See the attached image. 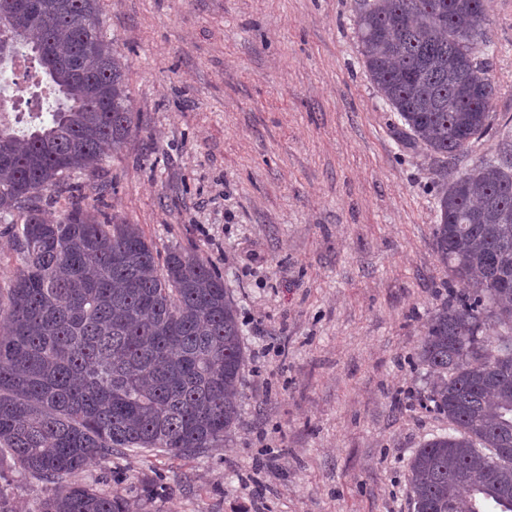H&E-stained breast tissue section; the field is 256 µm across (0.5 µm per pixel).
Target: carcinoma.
Here are the masks:
<instances>
[{"mask_svg": "<svg viewBox=\"0 0 512 512\" xmlns=\"http://www.w3.org/2000/svg\"><path fill=\"white\" fill-rule=\"evenodd\" d=\"M0 41L37 63L54 98L28 126L0 124V220L18 213V267L0 286V452L41 482L37 512H133L118 490L70 478L136 449L190 457L222 448L239 418L245 366L238 309L203 258H161L136 224L58 222L42 200L93 172L140 128L99 0H40ZM366 72L437 158L493 131L485 0H357ZM435 251L448 295L416 353L426 402L448 432L409 463L415 512H512V140L433 182Z\"/></svg>", "mask_w": 512, "mask_h": 512, "instance_id": "cac0c4a2", "label": "carcinoma"}]
</instances>
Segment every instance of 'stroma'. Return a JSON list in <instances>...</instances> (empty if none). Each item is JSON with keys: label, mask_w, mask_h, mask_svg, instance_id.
<instances>
[{"label": "stroma", "mask_w": 512, "mask_h": 512, "mask_svg": "<svg viewBox=\"0 0 512 512\" xmlns=\"http://www.w3.org/2000/svg\"><path fill=\"white\" fill-rule=\"evenodd\" d=\"M140 131L84 178L90 215L199 254L243 329L224 447L131 452L76 474L165 487L161 512H413L409 463L447 431L425 408L424 326L445 301L435 161L371 83L355 0H100ZM494 112L512 120V0H486Z\"/></svg>", "instance_id": "1"}]
</instances>
